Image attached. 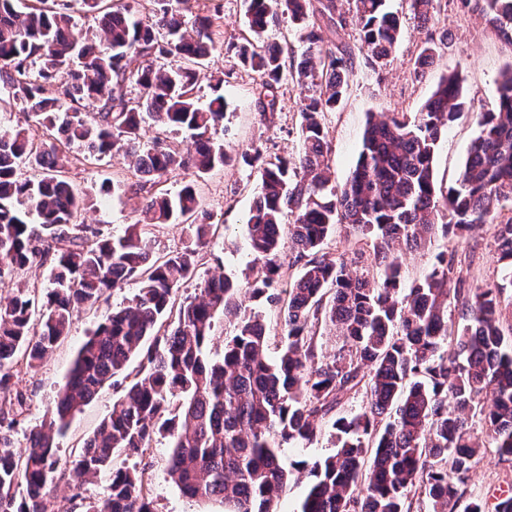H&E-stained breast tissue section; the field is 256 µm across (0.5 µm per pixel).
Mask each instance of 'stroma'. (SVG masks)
Instances as JSON below:
<instances>
[{"label":"stroma","mask_w":512,"mask_h":512,"mask_svg":"<svg viewBox=\"0 0 512 512\" xmlns=\"http://www.w3.org/2000/svg\"><path fill=\"white\" fill-rule=\"evenodd\" d=\"M388 6L403 22L390 64L376 71L357 64L343 101L324 117L333 168L332 182L339 186L346 181L362 148L370 114L414 113L431 96L442 76L458 70L466 78L465 108L441 136L434 157L435 181L438 188L445 191L457 183L468 147L478 132L479 113L495 108L496 79L502 68L512 62V49L486 26L479 15L460 9L457 0H441L440 8L425 24L413 17L407 0H388ZM214 12L220 13L224 20V34L217 41L210 59L209 75L200 76L193 95L204 105L216 90H223L227 108L224 125L216 130L215 136L223 140L228 159L223 167L202 178L192 179L189 172L178 169L166 175L161 183L162 189L173 195L186 182L196 181L202 208L217 227L210 247L199 254L194 280L188 281L178 292L182 298L194 295L198 281L220 273L243 282L253 277L257 267L248 253L246 222L259 180L255 168L244 165L241 155L258 149L266 154L291 158L300 148L302 95L291 79H284L281 84L274 115H261L256 108L257 75L242 64L236 52L237 44L248 34L244 0H196L192 12L184 16L185 28L194 29L198 17ZM432 43L438 44L439 51L425 73L417 74L416 59L421 49ZM217 73L224 76V84L219 89L212 80ZM67 168L70 181L89 200L84 213L86 223L99 225L104 232L118 235L127 225L140 219L138 198L112 189L113 184L132 180L134 169L128 159L115 156L96 160L73 150L68 155ZM511 216L512 208L505 206L499 210L496 221ZM496 221L475 225L460 239H448L438 234L421 247L405 250L402 257L404 278L409 281L422 278L435 264L437 255L451 253L458 262L460 277L467 283L475 285L499 280ZM369 252V240L342 224L337 225L324 247L328 258L345 262L351 271L372 278L377 270L370 264ZM137 291V284L130 282L107 293L98 306L76 314L69 336L40 367L16 368V387L27 396L26 428L14 438L16 449L26 448V429L39 424L53 406L79 347L97 323L112 308L126 305ZM121 393L120 387L106 384L72 419L66 435L58 440L60 460H67L78 443L92 434ZM167 452L168 441L160 437L153 442L151 453L144 459L155 512H202L198 503L183 496L169 481ZM463 489L466 496L476 495L487 505H494L501 492H512V463L487 454L470 472Z\"/></svg>","instance_id":"obj_1"}]
</instances>
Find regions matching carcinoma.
I'll use <instances>...</instances> for the list:
<instances>
[{"label":"carcinoma","instance_id":"obj_1","mask_svg":"<svg viewBox=\"0 0 512 512\" xmlns=\"http://www.w3.org/2000/svg\"><path fill=\"white\" fill-rule=\"evenodd\" d=\"M156 11L137 15L114 0H82L96 30L77 29L48 0H0V104H18L43 129L34 141L17 124L0 131V282L50 266L51 287H16L0 299V512H55L62 480L71 512H154L146 470L117 465L143 458L156 437L168 439V476L188 498L219 502L224 512H279L287 483L305 477L309 490L299 512H410L423 496L431 512H457L460 486L485 457L481 423L500 458L512 456V321L502 320L504 285L474 288L458 281L448 322V281L454 263L437 258L422 280L402 282L398 255L418 247L435 227L460 238L473 224L494 218L512 199V63L496 83V110L478 118L458 187L442 195L434 178L440 135L464 111V77L442 78L409 116L370 119L349 178L331 185L327 131L322 115L342 100L355 68L353 52L324 46V29H358L365 64L389 63L401 33L386 0H246L252 39L238 46L241 61L258 75L256 105L277 111L284 49L257 46L278 15L307 43L294 78L313 90L302 105L298 158L260 150V188L247 220V242L260 274L244 284L212 277L176 302L197 267L199 248L216 227L200 209L190 182L171 196L159 188L175 168L201 177L224 165V142L209 133L224 120V96L208 105L192 94L195 77L215 49L221 16L206 15L190 34L183 14L192 0H152ZM512 48V0H460ZM435 0H410L413 16L432 17ZM140 96L126 98L125 84ZM96 104L87 115L82 103ZM191 131L183 154L140 149L141 123ZM101 159L133 157L139 179L117 185L144 201L143 219L123 235L87 224L88 200L65 175L72 146ZM36 172L23 176L24 169ZM179 221L188 242L164 256L153 251V230ZM374 240L378 279L353 275L342 262L317 254L336 225ZM303 262L281 287L283 234ZM495 250L503 278L512 279V217L497 224ZM138 292L99 323L77 352L54 406L14 451L26 398L13 383L14 368L40 366L68 336L74 313L91 309L127 281ZM279 310L277 355L262 312L247 301ZM224 316V349L209 358L215 319ZM173 324H168L169 318ZM333 328L346 354L319 360L318 325ZM142 359L133 370L130 360ZM123 394L110 413L64 464L58 439L73 416L116 378ZM365 391L356 413L338 407ZM334 430L333 453L287 469L285 446L308 444L321 426ZM109 476V494L85 496V486Z\"/></svg>","mask_w":512,"mask_h":512}]
</instances>
